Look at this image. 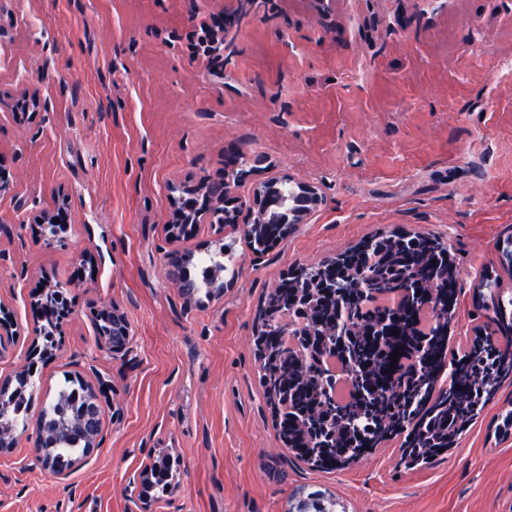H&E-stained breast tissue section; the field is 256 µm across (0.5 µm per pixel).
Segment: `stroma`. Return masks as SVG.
<instances>
[{
	"label": "stroma",
	"instance_id": "1",
	"mask_svg": "<svg viewBox=\"0 0 512 512\" xmlns=\"http://www.w3.org/2000/svg\"><path fill=\"white\" fill-rule=\"evenodd\" d=\"M233 24L216 63L194 51L201 24ZM512 0H0V300L14 338L0 383L34 366L40 409L64 374L105 389L100 444L63 475L32 442L0 453V512H285L301 487L346 512H512V410L504 387L434 465L400 468L392 441L349 468H308L282 448L259 384L254 317L285 270L378 232L440 234L457 267L451 346L483 333L486 280L512 235ZM36 100L22 115L18 99ZM262 155L240 182L314 185L321 201L265 253L240 230L199 225L168 239L173 185L221 178L224 155ZM69 201L65 243L32 220ZM233 258L212 296L181 294L169 254ZM69 285L74 315L29 359L44 277ZM121 314L131 339L103 346L94 314ZM171 489L144 495L156 458Z\"/></svg>",
	"mask_w": 512,
	"mask_h": 512
}]
</instances>
